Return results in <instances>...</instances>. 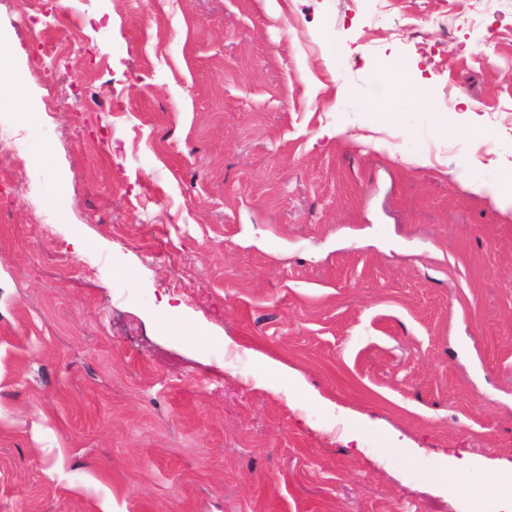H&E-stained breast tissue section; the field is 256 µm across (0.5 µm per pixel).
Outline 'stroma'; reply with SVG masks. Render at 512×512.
<instances>
[{
	"instance_id": "35a3bbf8",
	"label": "stroma",
	"mask_w": 512,
	"mask_h": 512,
	"mask_svg": "<svg viewBox=\"0 0 512 512\" xmlns=\"http://www.w3.org/2000/svg\"><path fill=\"white\" fill-rule=\"evenodd\" d=\"M26 103L0 512H462L461 453L504 512L512 219L457 173L512 170V0H0ZM444 476L451 488H455L464 480L465 489L470 495L482 494L487 483V477L480 472L477 464L469 456L467 459L458 460L453 465H448Z\"/></svg>"
}]
</instances>
